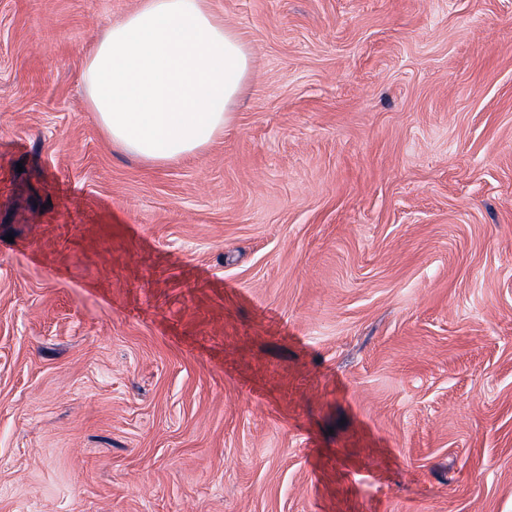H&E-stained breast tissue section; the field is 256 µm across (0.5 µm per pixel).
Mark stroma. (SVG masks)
I'll return each mask as SVG.
<instances>
[{
	"label": "stroma",
	"mask_w": 512,
	"mask_h": 512,
	"mask_svg": "<svg viewBox=\"0 0 512 512\" xmlns=\"http://www.w3.org/2000/svg\"><path fill=\"white\" fill-rule=\"evenodd\" d=\"M198 155L81 73L138 0H0V512H512V0H209Z\"/></svg>",
	"instance_id": "35a3bbf8"
}]
</instances>
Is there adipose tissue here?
<instances>
[{"mask_svg":"<svg viewBox=\"0 0 512 512\" xmlns=\"http://www.w3.org/2000/svg\"><path fill=\"white\" fill-rule=\"evenodd\" d=\"M250 71L247 44L208 0H140L96 42L83 84L112 144L162 164L223 133Z\"/></svg>","mask_w":512,"mask_h":512,"instance_id":"adipose-tissue-1","label":"adipose tissue"}]
</instances>
